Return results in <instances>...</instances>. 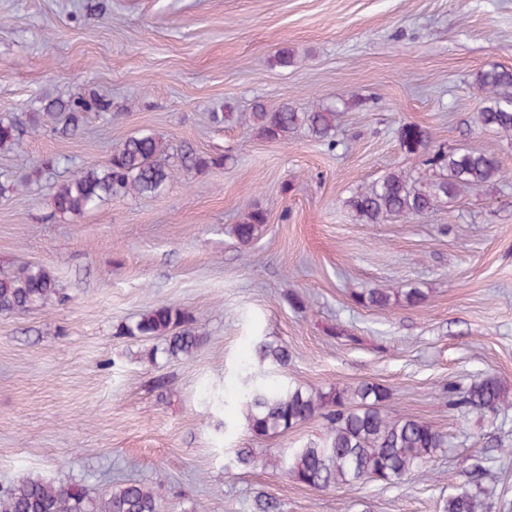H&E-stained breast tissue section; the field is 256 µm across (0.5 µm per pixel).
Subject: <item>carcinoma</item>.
<instances>
[{
  "label": "carcinoma",
  "mask_w": 512,
  "mask_h": 512,
  "mask_svg": "<svg viewBox=\"0 0 512 512\" xmlns=\"http://www.w3.org/2000/svg\"><path fill=\"white\" fill-rule=\"evenodd\" d=\"M475 84L486 102L478 122L498 133H512V69L492 67L475 75ZM109 101L96 96L56 97L41 102L39 112H13L0 116V150L18 145L24 136L49 125H62L76 133L86 114L107 112ZM338 108L315 105L300 111L286 103L269 111L261 105L245 116L248 125L268 140H278L303 126L318 138L329 136ZM399 140L410 155L423 158L439 174L426 189H419L398 172L383 174L348 200V206L364 224H383L402 215H421L443 199L463 191L492 184L500 171L492 153L470 150L433 151L429 137L416 123L399 129ZM169 147L163 138L140 132L125 139L104 164H84L67 178L52 184L55 211L81 216L112 197L148 196L162 192L171 180ZM187 170L203 171L222 163L220 157L202 156L188 148L180 156ZM59 165L47 161L43 167L15 180L0 181V195L13 193L51 173ZM267 218L264 211H251L243 222L228 227V234L242 246L250 245L261 233ZM59 294L56 281L44 268L25 264L8 277L0 278V313H24L48 304ZM392 294L372 289L359 302L386 307ZM120 336L143 337L160 342L169 358L191 357L207 342V334L195 326L189 312L171 306L152 308L119 328ZM288 346L262 338L255 342L251 357L244 361L239 398L244 427L254 436L284 432L315 418L326 423L319 443L294 448L279 457L269 448H237L235 463L248 468L269 459L285 464V473L295 482L318 492L339 485L367 482L402 484L411 472L429 465L438 452L448 447V436L429 423L412 417H393L384 409L387 389L374 382L327 392L305 389L292 383L271 388L264 376L267 365L288 368ZM448 403L480 413L498 412L505 398L498 380L485 375L463 391L448 386ZM253 512H280L277 499L266 494L254 497ZM488 505L480 487L461 483L444 501L442 512H485ZM0 512H165L153 490L140 482H126L107 496L93 500L77 482L50 483L39 476H26L0 490Z\"/></svg>",
  "instance_id": "cac0c4a2"
}]
</instances>
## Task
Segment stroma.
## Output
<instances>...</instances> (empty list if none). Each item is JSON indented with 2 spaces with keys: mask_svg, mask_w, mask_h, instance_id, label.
<instances>
[{
  "mask_svg": "<svg viewBox=\"0 0 512 512\" xmlns=\"http://www.w3.org/2000/svg\"><path fill=\"white\" fill-rule=\"evenodd\" d=\"M501 66L512 67V0H0V115L59 94L112 103L77 134L46 128L0 151V180L50 158L65 178L138 132L225 158L77 217L55 212L45 178L0 196V273L41 265L67 297L0 314V487L37 475L98 497L136 480L168 512H251L261 491L281 512H441L478 463L489 512H512V408L461 414L442 393L490 374L512 398V137L477 123L474 84ZM258 101L333 103L341 116L326 139L269 141L236 119ZM214 112L230 118L214 124ZM407 122L432 147L495 153L497 180L420 216L361 223L347 205L361 186L388 171L420 186L432 176L400 146ZM256 207L267 222L245 248L225 228ZM409 285L423 303L357 300ZM156 306L188 311L204 347L170 359L118 335ZM259 338L292 353L271 385L381 384L389 415L430 422L446 453L396 487L326 492L270 465L236 467L234 449L325 435L318 419L262 438L244 428L241 362Z\"/></svg>",
  "mask_w": 512,
  "mask_h": 512,
  "instance_id": "1",
  "label": "stroma"
}]
</instances>
